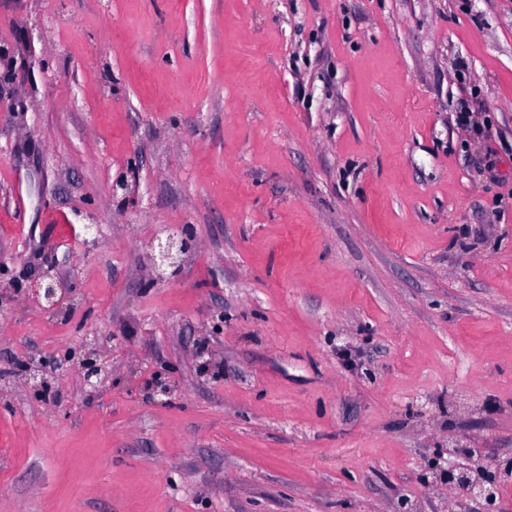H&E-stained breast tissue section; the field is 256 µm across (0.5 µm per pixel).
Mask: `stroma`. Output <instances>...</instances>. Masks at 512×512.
Returning a JSON list of instances; mask_svg holds the SVG:
<instances>
[{"mask_svg":"<svg viewBox=\"0 0 512 512\" xmlns=\"http://www.w3.org/2000/svg\"><path fill=\"white\" fill-rule=\"evenodd\" d=\"M0 286V512H512V0H0ZM151 248L154 265L157 268H172V273H175L191 250L192 239L186 228L181 233L169 234L164 241L157 239V243H152ZM31 288L33 302L46 312L63 314L73 304V298L66 295L60 282L49 275L35 280ZM111 339L108 334L94 333L86 336L80 349L71 355L28 362L23 370L27 387L38 394L45 393L59 375L75 367L80 370L86 386L99 389L110 379L104 354ZM459 468L458 474L454 471ZM471 464H463L458 467H448L447 477L448 484L458 489L459 493L471 499L492 500L493 498V481L487 474L486 469H480L481 476H473L471 474Z\"/></svg>","mask_w":512,"mask_h":512,"instance_id":"stroma-1","label":"stroma"}]
</instances>
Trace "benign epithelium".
<instances>
[{"label":"benign epithelium","instance_id":"benign-epithelium-1","mask_svg":"<svg viewBox=\"0 0 512 512\" xmlns=\"http://www.w3.org/2000/svg\"><path fill=\"white\" fill-rule=\"evenodd\" d=\"M151 248L154 265L158 268L165 266L175 272L191 250L192 239L188 230L184 229L180 233L168 235L164 240H157ZM31 295L38 307L54 314L65 313L73 302V298L61 288L60 282L49 275L34 281ZM110 341L111 336L95 333L85 337L80 349L71 355L28 362L24 366L27 387L38 394L45 393L59 375L73 367L80 370L86 386L92 389L104 386L110 379V369L104 357ZM148 388L154 397H169L174 391V384L165 377L156 376L148 382ZM447 477L448 483L464 497L488 501L493 498V481L484 469L481 475L475 477L471 474L469 463L460 468L451 466Z\"/></svg>","mask_w":512,"mask_h":512}]
</instances>
